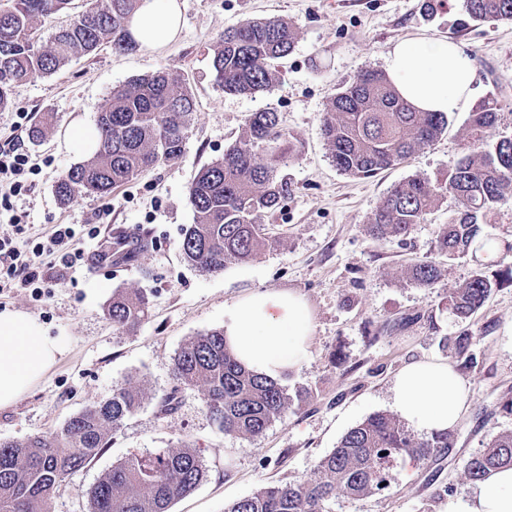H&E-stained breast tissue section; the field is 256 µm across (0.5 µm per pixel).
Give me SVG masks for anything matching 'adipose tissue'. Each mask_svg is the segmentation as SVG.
Here are the masks:
<instances>
[{"label": "adipose tissue", "mask_w": 512, "mask_h": 512, "mask_svg": "<svg viewBox=\"0 0 512 512\" xmlns=\"http://www.w3.org/2000/svg\"><path fill=\"white\" fill-rule=\"evenodd\" d=\"M179 0H139L128 29L145 50L156 51L180 32ZM386 73L406 100L425 112H451L468 105L474 68L471 59L444 38L396 43L386 54ZM313 321L299 294L260 291L224 310V335L249 369L280 380L307 358ZM63 351L34 317L0 312V409L15 404L55 364ZM469 388L450 363L419 360L397 373L393 407L414 429L431 434L454 429L467 407ZM448 512H512V467L491 471L478 494L452 500Z\"/></svg>", "instance_id": "adipose-tissue-1"}]
</instances>
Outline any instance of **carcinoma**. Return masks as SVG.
<instances>
[{
    "mask_svg": "<svg viewBox=\"0 0 512 512\" xmlns=\"http://www.w3.org/2000/svg\"><path fill=\"white\" fill-rule=\"evenodd\" d=\"M73 0H0V112L12 109L14 87L60 70L71 56H91L103 45L115 52L135 47L127 22L137 0H86L85 7L60 27L47 44L36 39L35 21L71 9ZM473 22L512 20V0H464ZM295 33L288 21L267 18L231 27L220 36L212 67L215 80L230 94H254L276 80L272 63L293 50ZM196 111L186 83L166 70L137 78L112 96L96 120L99 146L86 161L70 167L55 186L62 203L75 195L104 196L160 163H175ZM498 101L489 97L470 112L466 154L441 178L412 176L395 186L377 209L368 233L402 240L446 196L458 209L440 225L435 248L450 260L476 253L481 224L512 193V135H501L484 148L498 126ZM447 125L443 112H419L400 97L387 76L360 74L328 101L321 132L336 168L353 177H371L400 165L428 147ZM297 152V140L277 112L252 113L224 156L197 173L189 188L194 223L183 230L184 259L202 273L221 272L248 261L269 242L264 215L288 195L284 174ZM423 287L432 286L440 270L432 261L408 267ZM506 271L476 268L448 292V309L461 317L476 312L503 280ZM146 291L123 289L112 295L106 315L127 332L149 311ZM174 384L156 402L164 416L174 413L182 393L197 389L218 429L257 437L288 410L292 398L278 380L246 369L224 341V329L192 337L174 359ZM132 381L112 396L93 403L50 434L23 441L0 440V512H50L51 499L65 477L94 460L109 436L142 406ZM448 447V434L415 441L404 424L389 414H375L351 428L303 483L270 485L225 508V512H327L342 492L359 498L388 489L387 468L401 454L427 459ZM512 466V433H503L467 461V477L476 482L491 470ZM206 468L200 454L184 446L132 455L112 465L88 493V512H170L171 504L195 489Z\"/></svg>",
    "mask_w": 512,
    "mask_h": 512,
    "instance_id": "cac0c4a2",
    "label": "carcinoma"
}]
</instances>
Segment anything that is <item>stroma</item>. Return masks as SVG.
<instances>
[{
	"label": "stroma",
	"mask_w": 512,
	"mask_h": 512,
	"mask_svg": "<svg viewBox=\"0 0 512 512\" xmlns=\"http://www.w3.org/2000/svg\"><path fill=\"white\" fill-rule=\"evenodd\" d=\"M182 27L160 50L73 57L57 73L13 91L14 109L0 112V141L26 149L40 167L35 188L14 198L24 212L25 238L50 233L57 224H93L111 209L90 245L111 264L83 266L52 283L40 297L27 290L0 293V312L39 320L64 342L57 363L16 404L0 409V439L49 434L86 406L106 400L117 384L133 379L142 407L113 432L105 452L66 477L51 512H88V493L113 463L189 445L201 455L206 476L175 501L171 512H224L234 501L271 484L309 479L319 459L348 430L369 416L393 413L392 384L398 371L420 359L449 362L470 388L450 446L421 460H391L389 492L361 498L337 494L331 512H448L449 501L471 496L477 484L465 474L467 460L500 434L512 432V284L494 289L466 319L448 309V291L477 267L475 256H438L439 225L456 210L454 197L440 201L404 240L376 239L366 226L393 186L411 176L436 178L464 153L468 111L448 115V127L432 145L405 163L359 178L337 170L321 134L326 104L339 87L367 70H384L398 41L445 37L473 61L476 99L497 98L498 130L512 134V21L476 23L463 0H180ZM279 17L295 30L294 49L276 62L279 78L269 91L227 94L214 81L212 58L224 30ZM167 69L188 79L196 99L183 154L118 186L103 197L82 195L60 204L55 184L86 152L69 147L76 130L92 129L114 89L131 79ZM278 112L299 141L289 163V193L266 215L273 238L248 262L212 274L188 265L180 249L182 228L194 221L189 187L198 170L223 157L251 113ZM31 122L52 113L45 136L32 140L13 126L15 113ZM418 260L441 270L428 288L406 274ZM142 288L150 295L147 319L129 332L106 316L112 295ZM294 291L310 305L313 333L305 362L282 384L288 394L308 393L258 437L220 431L197 390L185 391L178 411L162 417L156 402L173 384L174 358L191 337L224 325V307L257 291ZM473 338L476 361L463 366L454 338Z\"/></svg>",
	"instance_id": "obj_1"
}]
</instances>
